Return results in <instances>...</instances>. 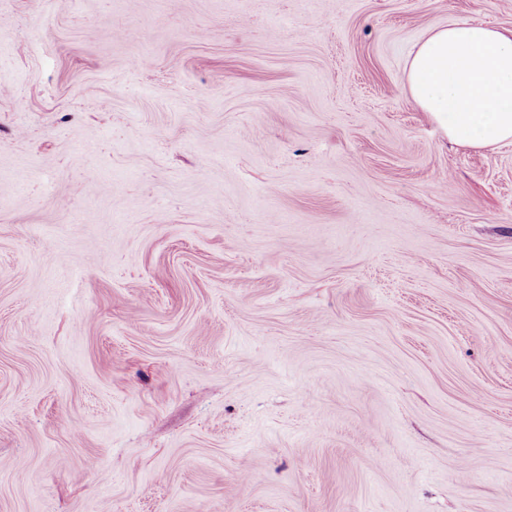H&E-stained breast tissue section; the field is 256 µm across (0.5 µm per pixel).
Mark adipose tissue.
Returning a JSON list of instances; mask_svg holds the SVG:
<instances>
[{
    "instance_id": "adipose-tissue-1",
    "label": "adipose tissue",
    "mask_w": 512,
    "mask_h": 512,
    "mask_svg": "<svg viewBox=\"0 0 512 512\" xmlns=\"http://www.w3.org/2000/svg\"><path fill=\"white\" fill-rule=\"evenodd\" d=\"M414 104L454 143L512 142V34L457 21L433 29L408 61Z\"/></svg>"
}]
</instances>
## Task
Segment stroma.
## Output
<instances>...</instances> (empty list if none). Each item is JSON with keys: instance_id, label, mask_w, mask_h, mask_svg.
<instances>
[{"instance_id": "stroma-1", "label": "stroma", "mask_w": 512, "mask_h": 512, "mask_svg": "<svg viewBox=\"0 0 512 512\" xmlns=\"http://www.w3.org/2000/svg\"><path fill=\"white\" fill-rule=\"evenodd\" d=\"M512 0H0V512H512V143L409 99Z\"/></svg>"}]
</instances>
